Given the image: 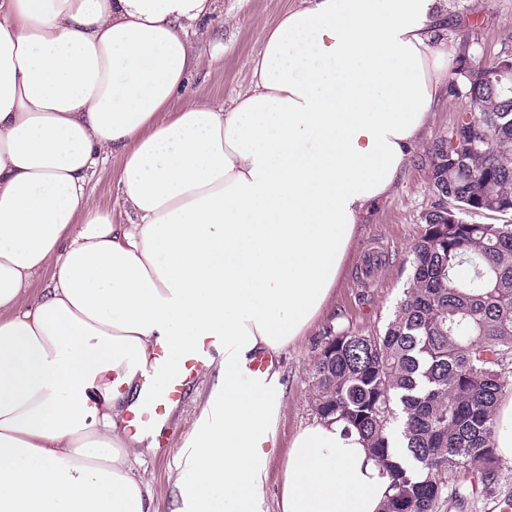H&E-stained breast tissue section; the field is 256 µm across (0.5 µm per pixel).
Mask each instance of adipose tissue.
Wrapping results in <instances>:
<instances>
[{"mask_svg":"<svg viewBox=\"0 0 512 512\" xmlns=\"http://www.w3.org/2000/svg\"><path fill=\"white\" fill-rule=\"evenodd\" d=\"M214 0H0V512H149L126 414L156 346L224 339L170 512H266L280 354L321 316L446 76V0H301L231 109L170 112ZM121 157L116 224L92 200ZM51 276L30 295L34 274ZM361 435L295 437L281 512H382Z\"/></svg>","mask_w":512,"mask_h":512,"instance_id":"adipose-tissue-1","label":"adipose tissue"}]
</instances>
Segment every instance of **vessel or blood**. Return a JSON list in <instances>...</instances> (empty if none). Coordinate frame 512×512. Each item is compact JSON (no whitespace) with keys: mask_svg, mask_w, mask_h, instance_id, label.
I'll list each match as a JSON object with an SVG mask.
<instances>
[{"mask_svg":"<svg viewBox=\"0 0 512 512\" xmlns=\"http://www.w3.org/2000/svg\"><path fill=\"white\" fill-rule=\"evenodd\" d=\"M223 344V337L207 336L176 357L167 348L157 347L139 376L141 399L126 414L130 433L154 440L157 447H165L170 411L184 404L191 384Z\"/></svg>","mask_w":512,"mask_h":512,"instance_id":"1","label":"vessel or blood"}]
</instances>
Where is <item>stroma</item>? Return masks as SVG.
Listing matches in <instances>:
<instances>
[{"mask_svg":"<svg viewBox=\"0 0 512 512\" xmlns=\"http://www.w3.org/2000/svg\"><path fill=\"white\" fill-rule=\"evenodd\" d=\"M299 0H218L210 20V38L194 47L198 65L193 68L181 98L212 101L232 108L239 92L250 84V63L262 49L265 28ZM451 23L435 46L456 59L461 46H469L473 65L493 63L512 53V0H448ZM467 107L461 95H446L436 106L423 141L409 159L404 176L391 197L371 212L361 225L352 256L343 269L316 325L276 361L284 387V409L276 427V446L267 462L265 499L268 512H280L279 497L288 452L295 435L316 421L311 365L322 339L342 329L362 335L384 331L410 275V249L420 237L425 214L438 196L429 179L427 151L447 138L460 112ZM121 157H111L91 180L95 203L123 224L127 216L116 202ZM382 251L371 271H364L367 251ZM213 371L205 369L185 404L169 418V445L144 455L135 464L148 482L151 512H170L178 476L177 456L191 435L212 384ZM512 499V459L504 460L494 496L481 500L451 497L440 512H494L497 501Z\"/></svg>","mask_w":512,"mask_h":512,"instance_id":"1","label":"stroma"}]
</instances>
